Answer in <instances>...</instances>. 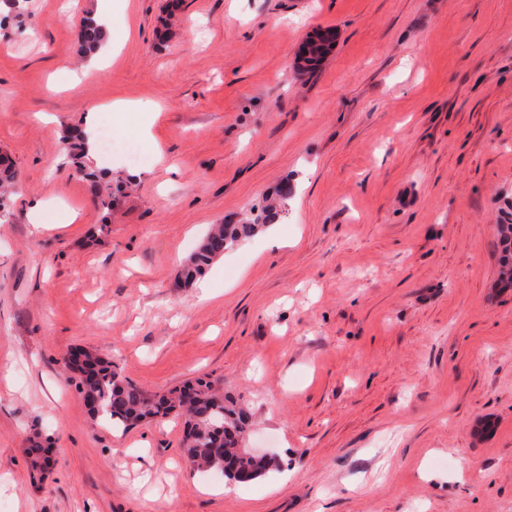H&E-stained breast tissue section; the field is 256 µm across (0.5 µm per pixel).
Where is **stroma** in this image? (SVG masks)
<instances>
[{
  "mask_svg": "<svg viewBox=\"0 0 512 512\" xmlns=\"http://www.w3.org/2000/svg\"><path fill=\"white\" fill-rule=\"evenodd\" d=\"M97 0H32L0 26V512H512V0H112L102 69L77 53ZM337 40L313 73L296 57ZM117 101L116 140L163 161L111 213L61 131ZM289 182L288 216L176 287L211 225ZM50 203L34 225L32 203ZM77 214L75 221L64 210ZM151 395L207 377L288 460L222 495L180 418L90 416L70 352ZM55 463L33 472L30 436ZM474 466L461 471V459ZM498 243L499 282L501 288H512V223L496 227Z\"/></svg>",
  "mask_w": 512,
  "mask_h": 512,
  "instance_id": "stroma-1",
  "label": "stroma"
}]
</instances>
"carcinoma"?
I'll use <instances>...</instances> for the list:
<instances>
[{
  "instance_id": "obj_1",
  "label": "carcinoma",
  "mask_w": 512,
  "mask_h": 512,
  "mask_svg": "<svg viewBox=\"0 0 512 512\" xmlns=\"http://www.w3.org/2000/svg\"><path fill=\"white\" fill-rule=\"evenodd\" d=\"M30 0H0V15L8 19L20 18L29 13ZM104 32L101 26L87 19L78 34V53L85 59L94 55L102 45ZM330 46L324 38L309 40L302 56L301 68L312 71L320 64ZM63 141L69 158L83 176L95 183L99 174L83 164L86 157L85 137L78 128L63 132ZM288 187H283L275 201H263L250 209L249 216L238 224H217L200 242L186 260L181 279L188 285L203 275L210 264L220 256L221 249L253 238L282 219ZM498 239L499 282L503 288H512V223L496 227ZM70 364L80 374L79 392L97 402L91 415L102 422L123 430L156 417H166L173 412L186 416L183 447L187 461L195 468L215 469L224 477L238 484H246L265 477L284 466L276 457L254 456L246 450V436L252 426L248 411L224 393L214 388L212 382L197 378L170 392L168 396L150 397L129 379L123 377L111 362L89 352H75ZM190 389L194 397L185 401L183 393ZM31 468L41 470V461L50 456V449L38 441H31L27 448Z\"/></svg>"
}]
</instances>
